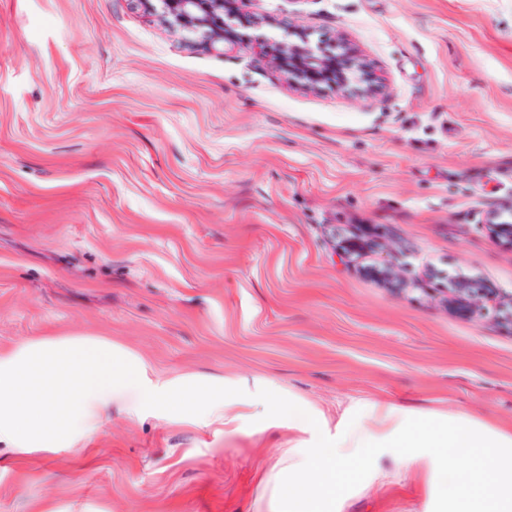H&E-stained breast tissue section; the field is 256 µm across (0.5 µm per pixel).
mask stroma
Listing matches in <instances>:
<instances>
[{"label":"stroma","instance_id":"35a3bbf8","mask_svg":"<svg viewBox=\"0 0 512 512\" xmlns=\"http://www.w3.org/2000/svg\"><path fill=\"white\" fill-rule=\"evenodd\" d=\"M242 10L348 38L386 97L289 86L256 50L273 26L209 50L129 0H0V350L106 336L251 411L228 433L116 404L91 452L0 447V512H269L288 393L512 428V326L447 303L462 280L512 295L484 224L512 200V0ZM376 467L346 512H427L422 474Z\"/></svg>","mask_w":512,"mask_h":512}]
</instances>
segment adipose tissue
I'll return each instance as SVG.
<instances>
[{
	"label": "adipose tissue",
	"instance_id": "adipose-tissue-1",
	"mask_svg": "<svg viewBox=\"0 0 512 512\" xmlns=\"http://www.w3.org/2000/svg\"><path fill=\"white\" fill-rule=\"evenodd\" d=\"M117 400L134 417L220 421L229 433L247 416L223 381L151 378L143 358L100 336H39L0 351V447L15 454L86 448ZM270 413L271 425L303 434L285 449V470L266 478L272 512H344L347 474L391 450L403 468H424L432 512H512V429L465 412L416 417L364 402L325 436L295 398L273 400Z\"/></svg>",
	"mask_w": 512,
	"mask_h": 512
}]
</instances>
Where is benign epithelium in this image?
I'll return each instance as SVG.
<instances>
[{"label": "benign epithelium", "instance_id": "7a95c632", "mask_svg": "<svg viewBox=\"0 0 512 512\" xmlns=\"http://www.w3.org/2000/svg\"><path fill=\"white\" fill-rule=\"evenodd\" d=\"M146 14L160 13L171 29L185 34L189 42L214 48L234 47L242 42L238 26L243 24L239 3L243 0H130ZM252 25L271 24L281 31V37L260 45V54L269 65L283 75L288 83L306 89L332 86L345 90L351 80L359 84L360 92L368 97L384 96L386 86L366 57L346 39L335 41L334 51L327 52L320 45L311 44L308 34L297 30L289 18L271 19L252 16ZM486 224L512 235V203L489 213ZM455 300L468 302L474 312L499 315L512 323V297L500 299L483 294L459 283L453 293Z\"/></svg>", "mask_w": 512, "mask_h": 512}]
</instances>
